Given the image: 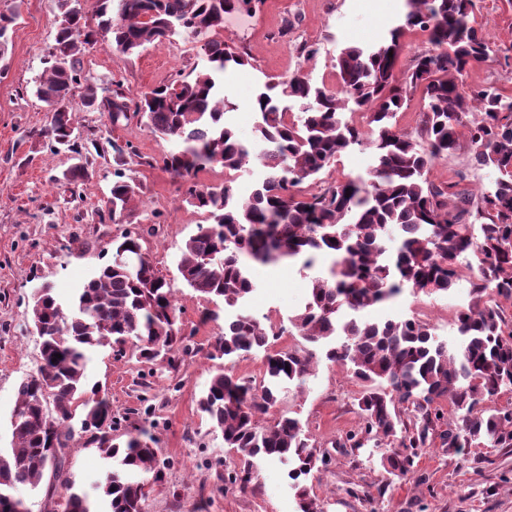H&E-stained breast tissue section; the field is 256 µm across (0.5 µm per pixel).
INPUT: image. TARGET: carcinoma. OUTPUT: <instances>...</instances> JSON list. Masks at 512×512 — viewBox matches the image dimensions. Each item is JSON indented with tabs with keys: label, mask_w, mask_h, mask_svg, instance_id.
<instances>
[{
	"label": "carcinoma",
	"mask_w": 512,
	"mask_h": 512,
	"mask_svg": "<svg viewBox=\"0 0 512 512\" xmlns=\"http://www.w3.org/2000/svg\"><path fill=\"white\" fill-rule=\"evenodd\" d=\"M75 2L59 0V27L35 94L52 112L42 135L78 154L66 102L80 84L82 55L96 36L129 56L176 34L203 41L205 65L194 78L158 86L133 106L117 88L109 118L117 126L131 109L146 117L155 133L174 142L162 163L179 179L224 167V184L188 187L186 201L209 213L212 223L198 225L185 242L178 272L200 296L235 309L224 316L211 356L265 352L260 387L220 371L199 399L224 446L242 453L243 467L228 481L244 488L252 481L254 460H278L289 466L299 512H317L308 478L326 464V454L296 419L281 415L265 425L261 419L289 385L310 373L319 352L368 384L358 399L361 427L349 436L350 447L370 441L387 447L380 464L394 476L407 475L416 449L436 435L450 448L487 442L512 448V410L481 409L476 399L512 385V330H504L498 302L512 300V96L493 84L464 88L474 62L497 53L473 25L475 0H405L402 23L379 45L341 49L339 94L299 71L266 84L250 103L257 113L254 147L240 138L229 117L236 105L224 98L225 73L248 60L211 36L224 27V15L250 10L254 0H99L95 30ZM406 29L429 32V42L444 51L415 55L399 74ZM417 93L422 112L406 132L396 118ZM283 98L300 103V112L281 107ZM346 110L360 114L362 122L343 118ZM364 144L375 156L368 177L337 181L315 193L299 190L349 148ZM462 149L477 165L494 169L496 179L472 191L461 187L462 172L455 181L429 178L436 161ZM249 164L260 168L262 178L242 199L235 173ZM135 195L130 182H113L112 212L127 211ZM120 255L141 259L139 272L116 260ZM320 256L330 259L328 272L310 276L308 297L289 318L314 348L269 352L268 331L244 307L256 290L250 268L297 260L310 270ZM113 257L78 290L67 311L50 287L32 296L40 363L18 386L11 446L0 449V512H18L16 489L38 488L48 469L44 497L62 495L64 512H142L143 481L162 478L152 438L137 433L113 442L111 404L99 387H88L85 370L93 348L129 341L141 357L162 356L174 365L183 343L181 312L141 235L126 232L113 241ZM461 261L477 274L470 301L456 314L455 347L419 321L354 317L406 289L450 292ZM444 401L453 418L438 434ZM77 434L109 462L94 487L102 511L92 508L90 494L70 473L68 449Z\"/></svg>",
	"instance_id": "carcinoma-1"
}]
</instances>
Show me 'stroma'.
<instances>
[{
    "label": "stroma",
    "mask_w": 512,
    "mask_h": 512,
    "mask_svg": "<svg viewBox=\"0 0 512 512\" xmlns=\"http://www.w3.org/2000/svg\"><path fill=\"white\" fill-rule=\"evenodd\" d=\"M404 11V0H263L256 12L226 16L217 39L250 55L249 65L224 80L225 96L237 105L232 121L240 137L254 139L256 120L249 103L269 78L300 70L312 83L339 90L335 63L340 50L377 44L400 24ZM0 12L17 16L0 61V448L10 445L18 386L39 364V339L29 314L32 293L46 285L70 302L93 271L111 261L113 238L139 230L151 261L174 288L189 351L173 370L165 360L141 359L135 343L120 352L101 346L90 352L86 375L88 384L98 385L111 403L114 438L143 429L160 451L164 478L143 512H297L283 464L257 461L247 489L225 485V476L240 469L243 456L225 447L222 433L198 407L217 371L258 382L264 354L210 355L224 321L204 319L203 313L209 308L220 313L224 306L209 304L182 283L177 271L186 240L209 217L185 203V184L163 167L161 158L172 142L135 115L112 126L106 112L82 106L75 96L70 105L82 149L75 154L51 147L40 135L50 116L32 87L54 43L58 0H0ZM474 18L497 57L471 69L465 82L492 84L512 95V0H476ZM306 43L313 45V56L300 53ZM203 65L199 43L183 35L154 42L133 56L101 43L87 46L83 55V73L97 85L99 96L119 85L133 100L176 76L194 77ZM114 138L130 149L121 166L113 159ZM372 164L369 147H353L317 183L367 176ZM77 165L84 166L86 176L68 185L62 175ZM118 170L136 185L138 202L132 213L116 218L109 197ZM459 171L470 189L496 177L492 170L474 169L464 150L437 161L430 177L441 182ZM252 277L257 290L248 306L258 318L275 316L273 349L300 345L289 318L307 294L308 278L295 264L257 265ZM469 292L466 279L449 294L406 290L357 317L374 322L422 314L438 340L452 345L457 341L455 315ZM362 391V382L345 368L322 360L301 384L290 385L270 411L274 418H297L325 452L326 464L310 480L321 512H512V448L448 450L436 440L419 449L412 472L403 478L380 466L381 451L373 445L348 448V436L360 427ZM69 462L77 486L86 490L107 466L96 448L79 439L69 450Z\"/></svg>",
    "instance_id": "stroma-1"
}]
</instances>
